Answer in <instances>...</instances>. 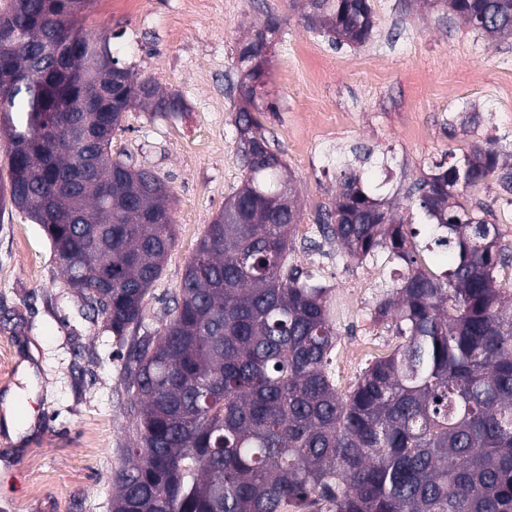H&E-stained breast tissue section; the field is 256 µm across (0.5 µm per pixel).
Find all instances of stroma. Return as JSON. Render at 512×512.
<instances>
[{"instance_id":"35a3bbf8","label":"stroma","mask_w":512,"mask_h":512,"mask_svg":"<svg viewBox=\"0 0 512 512\" xmlns=\"http://www.w3.org/2000/svg\"><path fill=\"white\" fill-rule=\"evenodd\" d=\"M370 2L371 39L340 47L307 30L290 0H135L131 8L93 0L79 15V28L108 35L115 57L186 105L171 119L128 112L112 139L113 155L153 171L172 195L174 244L144 302L148 333L169 320L188 261L241 184L236 116L245 99L234 57L271 12L285 24L264 65L275 109L260 120L297 190L301 220L288 260L330 290L339 390L400 344L374 309L405 264L383 251L351 259L322 234L320 209L334 201L349 162L366 194L408 218L426 242L434 227L410 197L412 185L486 139L512 143V38L488 40L422 0ZM495 195V186L481 185L461 201L489 205L512 249V206ZM25 362L37 386L23 407L37 426L17 442L0 428V512H112V472L134 439L122 353L68 288L40 225L7 210L0 213V394L24 389Z\"/></svg>"}]
</instances>
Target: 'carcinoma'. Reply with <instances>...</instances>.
<instances>
[{
	"instance_id": "carcinoma-1",
	"label": "carcinoma",
	"mask_w": 512,
	"mask_h": 512,
	"mask_svg": "<svg viewBox=\"0 0 512 512\" xmlns=\"http://www.w3.org/2000/svg\"><path fill=\"white\" fill-rule=\"evenodd\" d=\"M45 0H9L0 11V68L15 74L0 96L9 132L0 211L41 225L65 257L66 284L130 346L124 365L136 438L120 449L112 512H512V305L498 272L505 253L483 203L458 198L494 176L512 196V164L491 139L410 189L435 224L418 247L404 216L371 200L343 173L321 212L322 233L352 258L381 248L407 273L375 315L392 319L401 344L339 391L332 371L337 334L330 289L288 264L300 212L288 166L253 112L251 67L282 31L267 16L260 36L237 48L240 89L254 110L238 111L240 188L208 225L189 260L173 315L137 336L149 289L172 246L169 187L152 171L112 157L125 114L169 116L182 98L154 89L112 56L109 38L77 28L90 0L49 13ZM493 40L512 35V0H433ZM305 27L338 45L362 44L374 29L370 0H292ZM80 49L68 74L38 53L69 37ZM108 58L122 68L105 105L111 120L93 151L81 130L98 123ZM453 263L435 274L418 253Z\"/></svg>"
}]
</instances>
